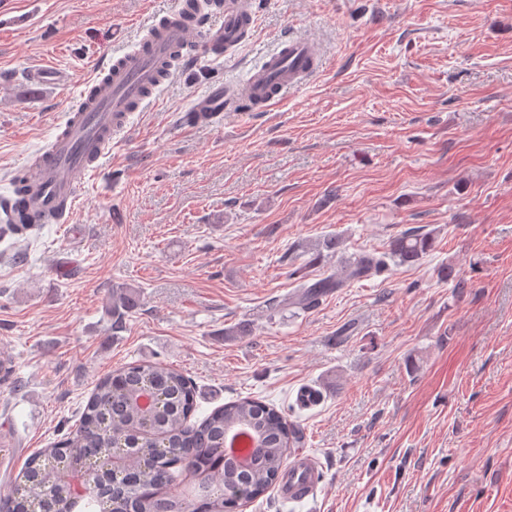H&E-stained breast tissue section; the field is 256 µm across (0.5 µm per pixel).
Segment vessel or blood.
Segmentation results:
<instances>
[{
  "instance_id": "obj_1",
  "label": "vessel or blood",
  "mask_w": 512,
  "mask_h": 512,
  "mask_svg": "<svg viewBox=\"0 0 512 512\" xmlns=\"http://www.w3.org/2000/svg\"><path fill=\"white\" fill-rule=\"evenodd\" d=\"M253 24L247 0H211L198 23L184 22L177 6L151 26L138 45L107 57L99 68L100 79L80 93L52 147L28 168L27 209L45 223H59L75 206L81 177L97 170L101 157L125 132L131 112L145 107L161 85L171 61L192 66L203 56L221 59L241 47ZM278 44V51L267 55L246 82L217 85L198 98L186 111V123L215 121L245 100L263 112L300 88L319 64L318 48L302 37L284 36ZM318 483L316 457L295 450L280 489L282 499L313 501Z\"/></svg>"
}]
</instances>
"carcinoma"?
I'll use <instances>...</instances> for the list:
<instances>
[{
  "label": "carcinoma",
  "instance_id": "carcinoma-1",
  "mask_svg": "<svg viewBox=\"0 0 512 512\" xmlns=\"http://www.w3.org/2000/svg\"><path fill=\"white\" fill-rule=\"evenodd\" d=\"M4 232L27 237L42 223L29 213L5 211ZM433 238L419 230L407 231L391 242L388 252L364 255L348 268V278L359 280L385 267L386 260L413 263L431 250ZM340 287L325 277L284 300L300 309L314 306L320 297ZM138 293L128 287L112 289L109 312L112 326H122L126 314L137 307ZM150 389L158 400L152 416L144 418L130 403L131 395ZM194 389L181 373L161 362L130 364L101 379L81 413L74 431L33 454L12 490L0 495V512H60L66 499L77 501V512H224L227 506L250 503L279 483L291 450L303 444V432L274 406L256 399H239L213 409L206 417L192 420ZM241 429L258 436L260 446L248 448L251 465L242 468L224 459V434ZM131 448L129 479L114 486L103 485L99 449ZM178 453L182 465L167 463L169 450ZM80 468L83 494L62 478V472ZM190 472V492L160 494L158 490L178 484Z\"/></svg>",
  "mask_w": 512,
  "mask_h": 512
}]
</instances>
